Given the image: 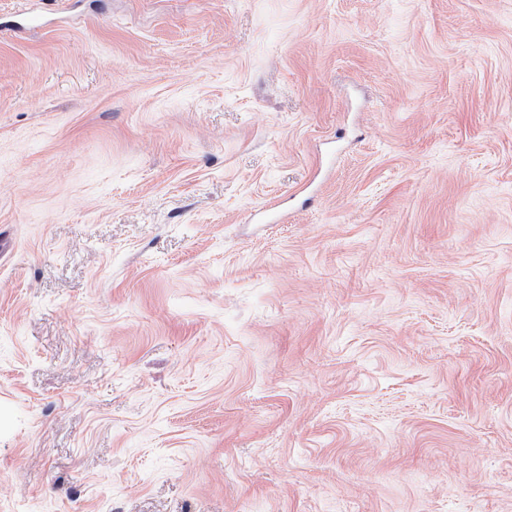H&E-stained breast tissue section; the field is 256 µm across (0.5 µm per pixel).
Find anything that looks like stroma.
Here are the masks:
<instances>
[{
	"label": "stroma",
	"mask_w": 512,
	"mask_h": 512,
	"mask_svg": "<svg viewBox=\"0 0 512 512\" xmlns=\"http://www.w3.org/2000/svg\"><path fill=\"white\" fill-rule=\"evenodd\" d=\"M57 3L0 34V512H512V0Z\"/></svg>",
	"instance_id": "obj_1"
}]
</instances>
